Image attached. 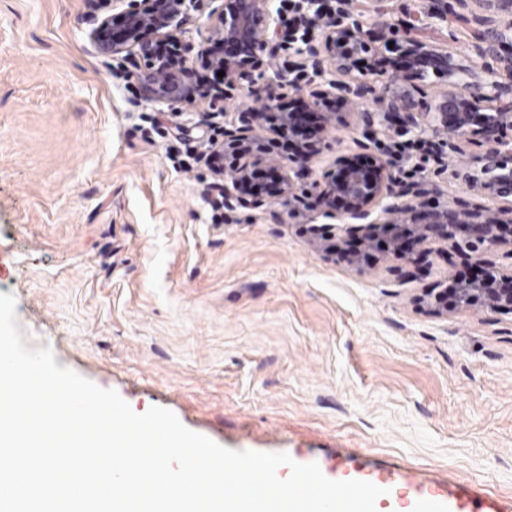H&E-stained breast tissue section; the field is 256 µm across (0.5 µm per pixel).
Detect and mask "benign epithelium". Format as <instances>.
I'll use <instances>...</instances> for the list:
<instances>
[{"label":"benign epithelium","mask_w":512,"mask_h":512,"mask_svg":"<svg viewBox=\"0 0 512 512\" xmlns=\"http://www.w3.org/2000/svg\"><path fill=\"white\" fill-rule=\"evenodd\" d=\"M214 0H112L119 24L109 16L92 15L91 33L97 52L121 54L144 62L138 75L142 89L161 103L193 102L200 92L188 79L185 51L169 47L164 36L183 25L190 12H200ZM269 0H221L211 9L208 37L198 55L213 73L206 97L226 100L246 81L253 105L239 112V124L224 129V141L214 152L224 156V210H259L276 206L296 219L319 212L334 223H305L315 241L336 237L354 243L357 252L380 245L393 259L420 276L427 269L424 246L445 242L456 256L474 261L468 277L448 276L446 285L430 295L427 306L436 314L476 308L490 315L512 313V273L488 287L486 254L512 245V0H456L478 26L475 58L462 65L442 48L412 36L404 59L386 66L370 62L377 43L389 40L384 10L370 22L360 20L352 0L338 9L317 8L300 14L298 29L284 32ZM288 48V89L303 99L300 107H284L272 83L254 79L263 61L272 62ZM496 62L491 66L486 59ZM367 62L360 69V62ZM450 78L448 90L438 94L434 111L416 98L413 81L428 74ZM361 113L368 138L380 133L427 136L430 146L441 144L459 156L448 165L449 182L466 187L492 206L461 202L439 207L426 180L405 181L385 159L365 153L357 160L336 158V171L311 190H299L295 180L305 177L329 127L348 114ZM271 125L288 135L292 153L288 171L269 193L249 190L258 167L272 160L267 140L258 131ZM459 138L477 150L466 152Z\"/></svg>","instance_id":"1"}]
</instances>
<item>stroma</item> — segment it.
Instances as JSON below:
<instances>
[{
	"label": "stroma",
	"instance_id": "1",
	"mask_svg": "<svg viewBox=\"0 0 512 512\" xmlns=\"http://www.w3.org/2000/svg\"><path fill=\"white\" fill-rule=\"evenodd\" d=\"M93 27L88 0H0V293L26 347L225 447L332 480L394 471L404 505L451 486L441 512H512V314L416 301L471 266L435 242L413 279L379 247L338 259L283 212L225 217L206 157L248 89L156 102ZM207 27L195 12L172 33L200 86ZM418 34L468 62L472 24ZM365 137L355 116L331 128L306 185ZM452 159L416 141L391 165L450 206L470 197L438 171Z\"/></svg>",
	"mask_w": 512,
	"mask_h": 512
}]
</instances>
